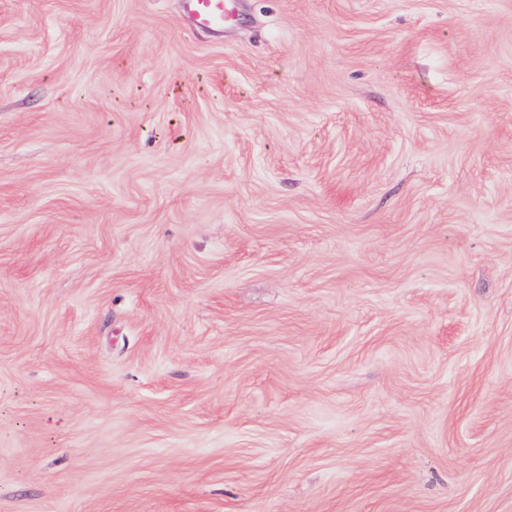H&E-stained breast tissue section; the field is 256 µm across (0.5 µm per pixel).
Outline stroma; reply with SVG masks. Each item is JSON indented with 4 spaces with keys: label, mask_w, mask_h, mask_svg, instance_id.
Listing matches in <instances>:
<instances>
[{
    "label": "stroma",
    "mask_w": 512,
    "mask_h": 512,
    "mask_svg": "<svg viewBox=\"0 0 512 512\" xmlns=\"http://www.w3.org/2000/svg\"><path fill=\"white\" fill-rule=\"evenodd\" d=\"M0 0V512H512V0ZM186 12L191 21L199 27L222 30L230 20L224 0H184Z\"/></svg>",
    "instance_id": "stroma-1"
}]
</instances>
